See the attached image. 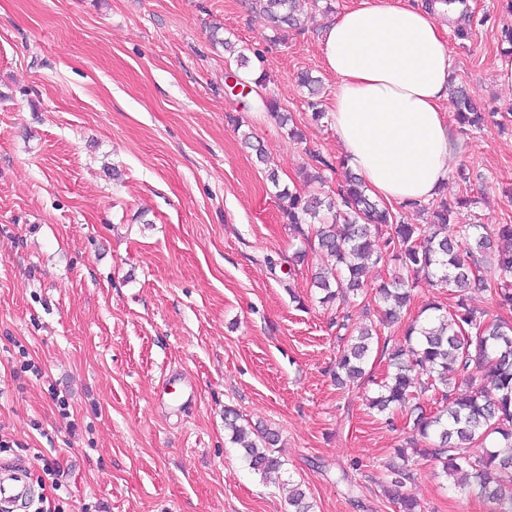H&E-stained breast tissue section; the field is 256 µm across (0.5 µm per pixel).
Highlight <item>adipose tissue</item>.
<instances>
[{"label":"adipose tissue","instance_id":"ef3b65f1","mask_svg":"<svg viewBox=\"0 0 512 512\" xmlns=\"http://www.w3.org/2000/svg\"><path fill=\"white\" fill-rule=\"evenodd\" d=\"M444 34L406 0H361L323 32V63L336 79L328 112L346 164L386 202L424 203L448 182L455 137Z\"/></svg>","mask_w":512,"mask_h":512}]
</instances>
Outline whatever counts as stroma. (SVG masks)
Returning <instances> with one entry per match:
<instances>
[{"label": "stroma", "mask_w": 512, "mask_h": 512, "mask_svg": "<svg viewBox=\"0 0 512 512\" xmlns=\"http://www.w3.org/2000/svg\"><path fill=\"white\" fill-rule=\"evenodd\" d=\"M327 22L315 14L278 42L250 0H0V464L28 463L37 510L288 512L286 491L229 443L232 408L278 432L280 476L315 512H398L384 485L408 427L367 399L401 328L358 298L319 303L321 255L295 260L276 195L347 175L334 128L298 85L311 72L330 99ZM216 25L261 54L265 86L227 87ZM511 29L512 0H468L448 23L453 80L489 113L454 133L445 195L467 200L466 222L512 224V88L495 79ZM264 97L305 143L267 117ZM241 120L268 164L243 145ZM313 151L333 164L326 185L299 177ZM368 322L369 378L337 385L343 339ZM174 377L197 392L181 408L162 394ZM413 469L404 491L421 512H486L435 463Z\"/></svg>", "instance_id": "35a3bbf8"}]
</instances>
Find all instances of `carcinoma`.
Masks as SVG:
<instances>
[{
  "label": "carcinoma",
  "mask_w": 512,
  "mask_h": 512,
  "mask_svg": "<svg viewBox=\"0 0 512 512\" xmlns=\"http://www.w3.org/2000/svg\"><path fill=\"white\" fill-rule=\"evenodd\" d=\"M254 9L279 30L301 26L299 0H253ZM455 120L465 128L479 129L486 114L464 89L450 91ZM267 115L286 136L302 140L298 128L289 126L291 117L274 98L262 101ZM312 164L303 168V178L324 182V171L332 163L311 153ZM283 221L307 242L317 239L318 248L329 259L313 274V286L330 303L364 288L363 277L374 255L371 238L387 234V245L407 272H423L448 288H486L484 274L487 251L496 248L499 288L494 294L499 306L512 308V224L491 228L487 224L460 223L457 209L466 204L445 198L431 201L432 223L401 224L396 214L370 199L364 181L349 176L336 192L302 195L283 189ZM414 282L402 275L378 289V298L392 307L386 322L398 319V309L406 305ZM433 313L424 320L406 324L402 339L389 350L391 373L370 405L383 412L400 411L413 432L406 445L395 449L404 460L419 456L439 463L444 476L454 478V486L474 489L488 505V512H512V323L489 319L484 310L471 307L459 298L448 314ZM373 329L363 328L350 338L336 360L337 372L350 381L362 378L372 349ZM482 370L494 390L458 393V383L469 382L473 372ZM440 395V408L427 411L421 404L425 393ZM231 443L243 449L248 468L263 478L280 470L281 462L272 454L276 434L266 429L258 439L237 425L238 415L224 411ZM291 512H311L312 504L301 486L290 488Z\"/></svg>",
  "instance_id": "carcinoma-1"
}]
</instances>
